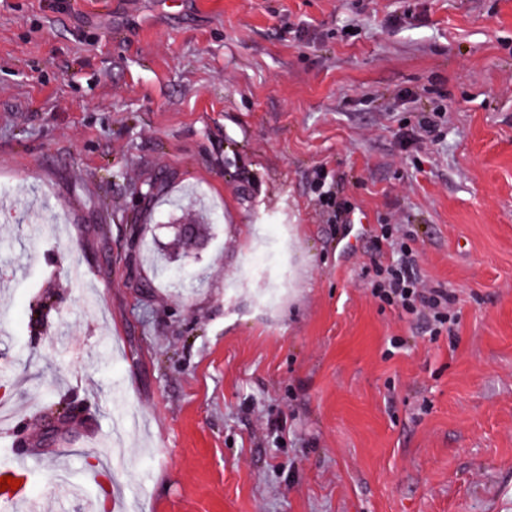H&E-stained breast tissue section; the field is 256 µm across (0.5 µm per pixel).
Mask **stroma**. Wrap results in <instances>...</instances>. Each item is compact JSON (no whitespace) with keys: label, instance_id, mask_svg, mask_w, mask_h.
Here are the masks:
<instances>
[{"label":"stroma","instance_id":"35a3bbf8","mask_svg":"<svg viewBox=\"0 0 512 512\" xmlns=\"http://www.w3.org/2000/svg\"><path fill=\"white\" fill-rule=\"evenodd\" d=\"M0 190V512H512V0H0ZM400 224H386L381 241L390 240L396 258L386 265L379 264L369 285L371 294L382 304L401 312L422 318L431 340L443 332H451L458 320L455 298L446 288L429 285L417 273V252L399 241Z\"/></svg>","mask_w":512,"mask_h":512}]
</instances>
